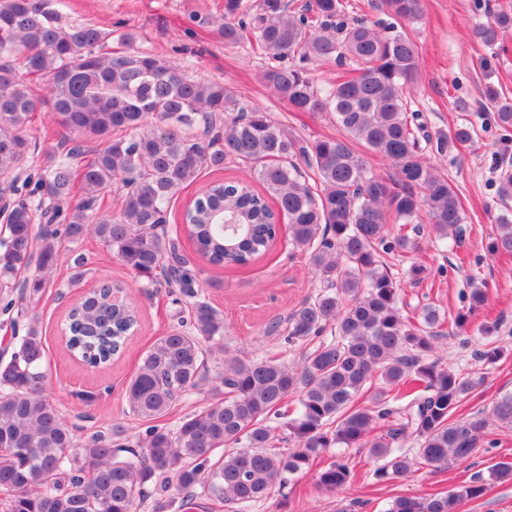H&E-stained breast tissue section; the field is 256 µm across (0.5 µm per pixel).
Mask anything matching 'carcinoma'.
<instances>
[{
	"label": "carcinoma",
	"mask_w": 512,
	"mask_h": 512,
	"mask_svg": "<svg viewBox=\"0 0 512 512\" xmlns=\"http://www.w3.org/2000/svg\"><path fill=\"white\" fill-rule=\"evenodd\" d=\"M420 8V0H381L390 21L371 27L349 21L342 0H315L314 27L283 0H224V46L256 45L269 60L263 81L279 100L295 112H331L346 132L303 143L269 112L239 106L224 85L190 76L169 58L112 52V31L68 22L53 0H0V176L14 179L44 154L38 197L7 208L0 238V294L26 318L25 335L0 355V488L10 492L3 512H132L149 485L172 491L155 512H185L198 496L216 498L227 512H249L333 448L367 449L372 482L389 484L417 465L440 471L467 461L491 419L512 428V392L495 398L487 415L453 420L477 382L432 358L443 324L437 309L404 313L402 277L418 283L425 268L403 267L404 254L421 246L393 233L387 218L402 226L424 218L435 241H460L458 193L423 155L442 157L449 143L474 134L470 123L430 133L410 109L406 92L418 56L398 26L418 20ZM473 32L485 47L504 46L512 12ZM333 56L353 62L356 74L322 91L306 64ZM484 96L498 125L511 131L512 100L491 85ZM45 106L55 140L46 151L26 135ZM356 142L390 162L396 176L376 175ZM232 161L249 164L251 173L203 187L187 203L179 232L210 265L237 269L266 255L288 220L292 247L321 283L286 319V340L306 347L296 365L224 350V318L199 293L179 239L165 231L172 200L203 172ZM116 183L120 209L103 212V194ZM76 189L80 202L61 231L54 223ZM497 198L491 251L512 254V173L500 176ZM86 234L152 285L188 299V320L147 349L127 385L130 412L147 424L134 441L120 423L79 440L45 393V338L28 303L64 261L60 237ZM111 292L121 293V285L87 289L63 327L70 354L102 367L122 354L139 325L134 309ZM485 298L483 285H474L467 310L450 317L453 326L466 327ZM215 353L226 397L209 399L173 429L158 424L177 398L209 385ZM375 383L370 403L361 405ZM292 398L296 411L283 421ZM376 428L383 433L373 437ZM279 431L295 447H272ZM509 479L512 462H498L488 477L459 489L397 496L386 512H455L488 482ZM352 480L340 456L316 474L330 493Z\"/></svg>",
	"instance_id": "cac0c4a2"
}]
</instances>
